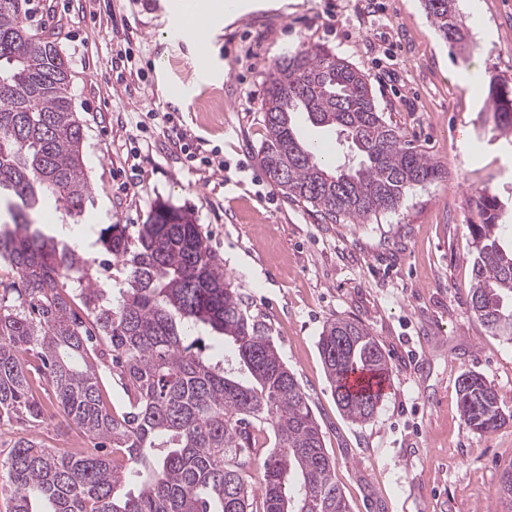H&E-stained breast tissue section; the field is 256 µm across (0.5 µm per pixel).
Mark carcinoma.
I'll return each instance as SVG.
<instances>
[{"mask_svg":"<svg viewBox=\"0 0 512 512\" xmlns=\"http://www.w3.org/2000/svg\"><path fill=\"white\" fill-rule=\"evenodd\" d=\"M424 6L443 40L469 45L457 0ZM70 78L56 43L28 30L20 0H0V205L10 216L0 223V266L11 274L0 277V423L41 425L47 387L64 424L97 448L56 452L19 438L0 460L8 512H351L306 393L189 212L157 204L134 242L121 224L100 229L94 249L124 274L117 298L93 274L95 259L36 227L52 205L81 216L91 197ZM487 101L496 129L511 133L512 86L489 82ZM262 111L261 168L331 224L392 211L440 174L383 117L366 76L324 49L278 60ZM299 112L342 136L356 162L322 160L297 133ZM474 203L471 308L491 335L512 340V246L502 238L512 215L487 191ZM203 333L232 344L237 370L221 349L185 344ZM318 346L340 410L371 420L381 400L373 381L389 373L378 340L336 317ZM102 368L120 385V412L104 400ZM358 370L367 377L355 387ZM459 392L467 428L506 423L482 375H463ZM253 448L269 449L256 467Z\"/></svg>","mask_w":512,"mask_h":512,"instance_id":"carcinoma-1","label":"carcinoma"}]
</instances>
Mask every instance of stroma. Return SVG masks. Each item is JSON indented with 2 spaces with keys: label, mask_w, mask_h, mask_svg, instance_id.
Returning <instances> with one entry per match:
<instances>
[{
  "label": "stroma",
  "mask_w": 512,
  "mask_h": 512,
  "mask_svg": "<svg viewBox=\"0 0 512 512\" xmlns=\"http://www.w3.org/2000/svg\"><path fill=\"white\" fill-rule=\"evenodd\" d=\"M168 2L26 4L28 26L56 34L70 64L92 186L76 226L134 236L157 203L193 213L307 394L351 512H512L496 494L512 469V422L481 435L458 410L474 372L512 414V340L470 309L469 233L475 192L512 206V143L486 100L491 78L512 85V0L462 10L466 50L440 37L423 0H282L203 43L166 35ZM315 47L361 70L385 116L442 164L395 211L324 223L258 164L265 81L284 53ZM336 317L365 324L392 369L365 423L342 415L325 376L318 340Z\"/></svg>",
  "instance_id": "stroma-1"
}]
</instances>
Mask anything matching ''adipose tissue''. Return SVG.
I'll use <instances>...</instances> for the list:
<instances>
[{
	"mask_svg": "<svg viewBox=\"0 0 512 512\" xmlns=\"http://www.w3.org/2000/svg\"><path fill=\"white\" fill-rule=\"evenodd\" d=\"M251 8L250 0H176L170 24L176 35L205 39L213 33L218 20H232Z\"/></svg>",
	"mask_w": 512,
	"mask_h": 512,
	"instance_id": "adipose-tissue-1",
	"label": "adipose tissue"
}]
</instances>
